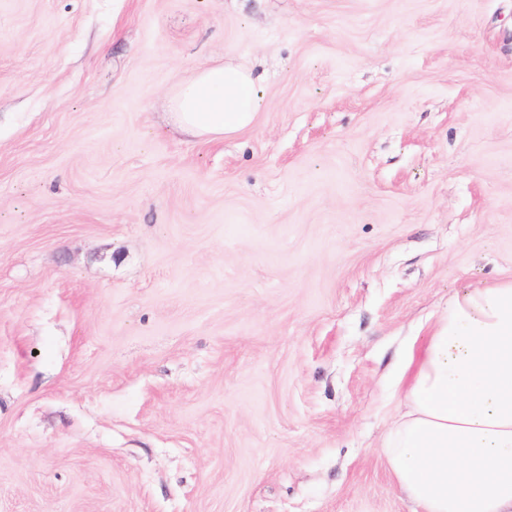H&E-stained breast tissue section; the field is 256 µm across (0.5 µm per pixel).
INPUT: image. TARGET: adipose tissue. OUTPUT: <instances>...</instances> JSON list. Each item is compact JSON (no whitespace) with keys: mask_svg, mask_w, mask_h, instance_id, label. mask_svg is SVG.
<instances>
[{"mask_svg":"<svg viewBox=\"0 0 512 512\" xmlns=\"http://www.w3.org/2000/svg\"><path fill=\"white\" fill-rule=\"evenodd\" d=\"M249 68L223 63L179 83L171 126L220 141L254 121ZM399 411L380 452L413 512H512V279L462 289L410 346Z\"/></svg>","mask_w":512,"mask_h":512,"instance_id":"1","label":"adipose tissue"}]
</instances>
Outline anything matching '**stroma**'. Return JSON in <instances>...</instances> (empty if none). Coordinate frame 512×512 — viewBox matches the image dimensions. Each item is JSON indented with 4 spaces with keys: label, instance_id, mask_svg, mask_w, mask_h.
Masks as SVG:
<instances>
[{
    "label": "stroma",
    "instance_id": "stroma-1",
    "mask_svg": "<svg viewBox=\"0 0 512 512\" xmlns=\"http://www.w3.org/2000/svg\"><path fill=\"white\" fill-rule=\"evenodd\" d=\"M503 279L512 0H0V512H412L402 351ZM249 68L223 63L202 69L172 91L169 123L197 141H220L254 121L259 103Z\"/></svg>",
    "mask_w": 512,
    "mask_h": 512
}]
</instances>
